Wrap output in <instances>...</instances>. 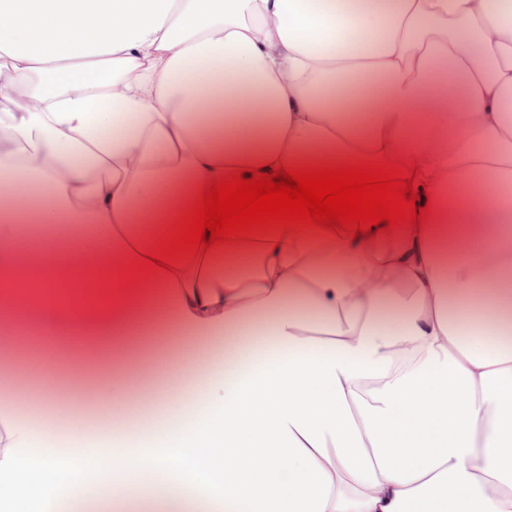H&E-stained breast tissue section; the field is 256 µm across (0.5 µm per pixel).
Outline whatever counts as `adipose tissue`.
<instances>
[{"instance_id": "adipose-tissue-1", "label": "adipose tissue", "mask_w": 512, "mask_h": 512, "mask_svg": "<svg viewBox=\"0 0 512 512\" xmlns=\"http://www.w3.org/2000/svg\"><path fill=\"white\" fill-rule=\"evenodd\" d=\"M417 161L421 231L236 239L87 304L180 217L182 182ZM62 224L22 245L28 195ZM0 271L64 276L12 322L103 335L105 420L0 389V512L163 484L226 512H512V0H0ZM182 340L161 420L141 288Z\"/></svg>"}]
</instances>
